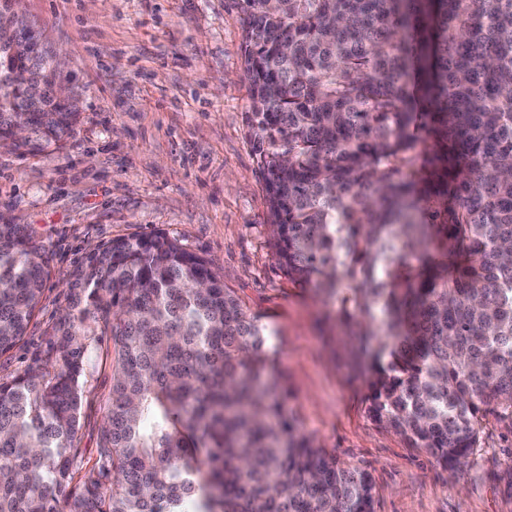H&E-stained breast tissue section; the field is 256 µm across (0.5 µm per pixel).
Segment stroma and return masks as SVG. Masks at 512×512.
<instances>
[{"label": "stroma", "instance_id": "1", "mask_svg": "<svg viewBox=\"0 0 512 512\" xmlns=\"http://www.w3.org/2000/svg\"><path fill=\"white\" fill-rule=\"evenodd\" d=\"M80 101L74 131L41 150L0 152V220L25 225L51 260L27 334L0 382L52 359L71 271L96 245L163 231L205 255L270 339L300 429L370 473L374 512H512V429L495 415L458 477L366 414L342 353L337 303L292 282L268 242L265 190L245 114L243 26L232 0H20ZM112 339L95 337L77 469L98 467Z\"/></svg>", "mask_w": 512, "mask_h": 512}]
</instances>
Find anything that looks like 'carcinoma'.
I'll return each instance as SVG.
<instances>
[{
    "mask_svg": "<svg viewBox=\"0 0 512 512\" xmlns=\"http://www.w3.org/2000/svg\"><path fill=\"white\" fill-rule=\"evenodd\" d=\"M275 258L339 301L370 417L457 473L512 425V0H236ZM0 48V139L74 131L34 27ZM49 259L0 224V356ZM97 328L85 329L89 310ZM112 337L98 470L71 487L91 337ZM51 369L0 383V512H374L370 474L300 432L269 335L202 255L115 238L72 271ZM111 478L110 484L103 479Z\"/></svg>",
    "mask_w": 512,
    "mask_h": 512,
    "instance_id": "cac0c4a2",
    "label": "carcinoma"
}]
</instances>
